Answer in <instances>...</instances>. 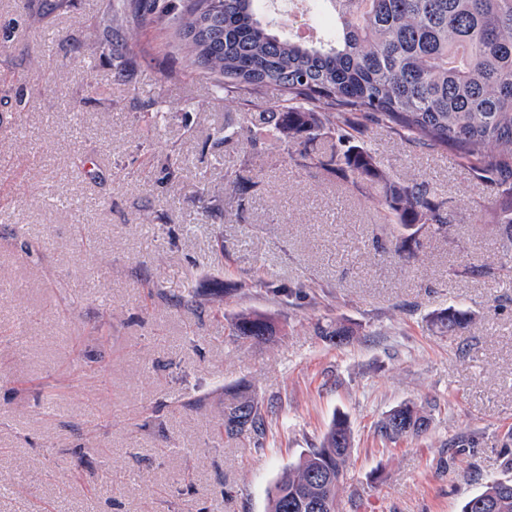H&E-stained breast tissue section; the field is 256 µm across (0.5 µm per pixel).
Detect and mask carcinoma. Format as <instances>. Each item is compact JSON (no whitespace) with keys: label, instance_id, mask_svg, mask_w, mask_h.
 Masks as SVG:
<instances>
[{"label":"carcinoma","instance_id":"obj_1","mask_svg":"<svg viewBox=\"0 0 512 512\" xmlns=\"http://www.w3.org/2000/svg\"><path fill=\"white\" fill-rule=\"evenodd\" d=\"M262 0H184L179 12L167 0L148 8L114 0L112 21L130 8L141 25L125 34L137 46L141 26L161 25L179 41L185 68L214 83L230 110L215 140L241 141L250 149L283 150L301 169L321 168L359 193H369L396 226L395 253L411 258L422 247L423 226L442 238L451 224L445 202L422 178L387 168L363 140L370 124L418 147L451 149L490 186L496 205L500 268L470 266L466 273L512 276V0H320L330 34L285 35L264 20ZM276 93V101L268 99ZM250 111L238 115V103ZM323 135L336 139L328 153L307 145ZM250 186L224 176V195L245 210ZM471 312L450 306L432 324L455 336L473 324ZM329 339L349 340L342 323L317 327ZM276 333L266 315L238 316L232 335L263 339ZM219 428L230 440L261 436L266 417L253 392L238 389L224 399ZM350 444L347 420L336 418L322 446L288 468L268 490L270 512H336ZM512 477L493 478L462 512H512Z\"/></svg>","mask_w":512,"mask_h":512}]
</instances>
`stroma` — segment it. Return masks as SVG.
<instances>
[{
	"label": "stroma",
	"mask_w": 512,
	"mask_h": 512,
	"mask_svg": "<svg viewBox=\"0 0 512 512\" xmlns=\"http://www.w3.org/2000/svg\"><path fill=\"white\" fill-rule=\"evenodd\" d=\"M107 3L0 0V512H268L337 416L338 512H461L512 464V288L465 272L500 259L490 188L373 128L371 149L428 180L452 226L422 230L415 257L378 251L392 229L370 196L216 143L224 98L171 32L148 30L116 77ZM229 171L256 184L241 214L212 193ZM451 305L475 312L470 334L431 326ZM243 312L277 335L231 336ZM336 320L353 330L340 345L316 333ZM240 384L261 442L217 432ZM404 403L427 429L384 438Z\"/></svg>",
	"instance_id": "stroma-1"
}]
</instances>
